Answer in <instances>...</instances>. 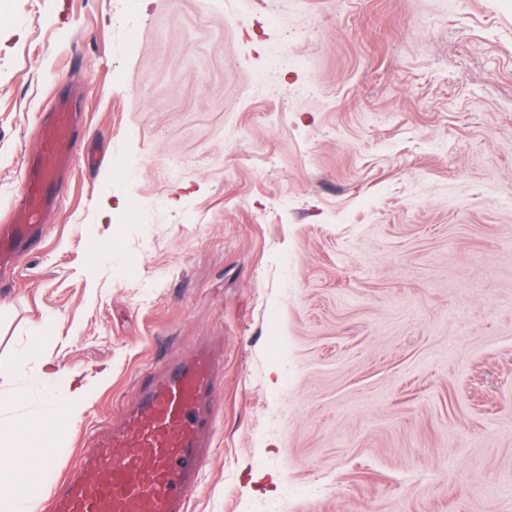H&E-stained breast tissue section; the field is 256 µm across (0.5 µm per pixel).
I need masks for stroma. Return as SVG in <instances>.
<instances>
[{
  "instance_id": "1",
  "label": "stroma",
  "mask_w": 512,
  "mask_h": 512,
  "mask_svg": "<svg viewBox=\"0 0 512 512\" xmlns=\"http://www.w3.org/2000/svg\"><path fill=\"white\" fill-rule=\"evenodd\" d=\"M61 94L63 201L0 272L56 476L209 340L188 512H512V0H0V218ZM44 379L49 381L53 386L52 389L58 393L59 401L55 406L52 419L60 427H67L75 425L81 418L84 403L86 388L84 385H73L72 380H68L60 388H55L57 385L56 373H44Z\"/></svg>"
}]
</instances>
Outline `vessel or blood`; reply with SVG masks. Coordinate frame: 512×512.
I'll list each match as a JSON object with an SVG mask.
<instances>
[{"label": "vessel or blood", "mask_w": 512, "mask_h": 512, "mask_svg": "<svg viewBox=\"0 0 512 512\" xmlns=\"http://www.w3.org/2000/svg\"><path fill=\"white\" fill-rule=\"evenodd\" d=\"M74 116L59 99L40 132L17 217L0 224V268L11 269L42 213L60 203L56 174L72 162ZM217 368L207 348L140 375L119 425H102L78 464L57 480L47 512H187L202 449L213 444Z\"/></svg>", "instance_id": "1"}]
</instances>
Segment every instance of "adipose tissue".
Returning <instances> with one entry per match:
<instances>
[{"instance_id": "ef3b65f1", "label": "adipose tissue", "mask_w": 512, "mask_h": 512, "mask_svg": "<svg viewBox=\"0 0 512 512\" xmlns=\"http://www.w3.org/2000/svg\"><path fill=\"white\" fill-rule=\"evenodd\" d=\"M50 454L39 430L19 422L0 427V512H37Z\"/></svg>"}]
</instances>
